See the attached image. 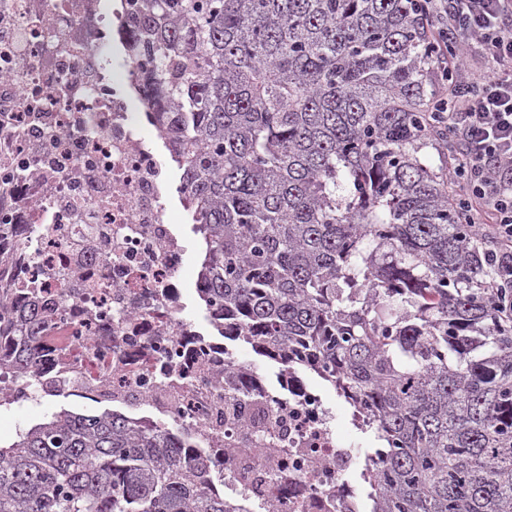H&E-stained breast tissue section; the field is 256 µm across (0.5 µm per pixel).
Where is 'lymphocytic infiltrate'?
Masks as SVG:
<instances>
[{"mask_svg": "<svg viewBox=\"0 0 512 512\" xmlns=\"http://www.w3.org/2000/svg\"><path fill=\"white\" fill-rule=\"evenodd\" d=\"M439 42L477 44L492 61L472 75L463 54L441 58L458 142L455 196L474 211L473 227L512 257V0H420Z\"/></svg>", "mask_w": 512, "mask_h": 512, "instance_id": "obj_1", "label": "lymphocytic infiltrate"}]
</instances>
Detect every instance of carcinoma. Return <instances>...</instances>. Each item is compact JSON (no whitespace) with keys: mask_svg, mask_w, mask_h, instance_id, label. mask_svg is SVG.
<instances>
[{"mask_svg":"<svg viewBox=\"0 0 512 512\" xmlns=\"http://www.w3.org/2000/svg\"><path fill=\"white\" fill-rule=\"evenodd\" d=\"M209 301L260 356L305 337L385 453L370 512H512V296L452 203L415 0H139ZM13 363L42 349L39 302ZM65 407L0 446V512H234L220 456Z\"/></svg>","mask_w":512,"mask_h":512,"instance_id":"1","label":"carcinoma"}]
</instances>
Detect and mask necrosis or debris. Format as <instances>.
Here are the masks:
<instances>
[{
    "mask_svg": "<svg viewBox=\"0 0 512 512\" xmlns=\"http://www.w3.org/2000/svg\"><path fill=\"white\" fill-rule=\"evenodd\" d=\"M138 0H0V407L66 396L224 452L238 512H364L355 448L336 433L301 344L275 378L242 366L224 311L194 313L201 279L171 220L157 115L142 103L154 58L129 49ZM41 301L47 350L12 368L16 316Z\"/></svg>",
    "mask_w": 512,
    "mask_h": 512,
    "instance_id": "4bbe7bcc",
    "label": "necrosis or debris"
}]
</instances>
